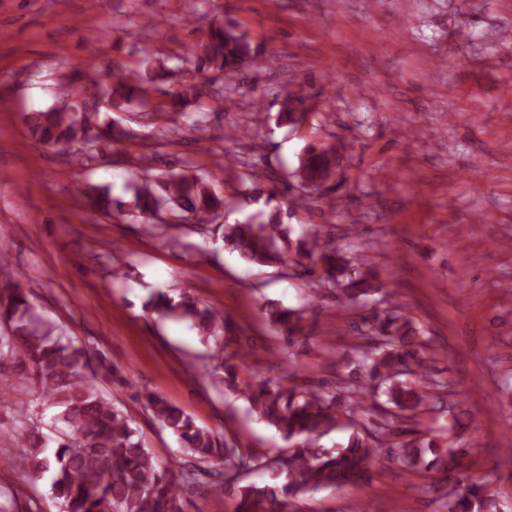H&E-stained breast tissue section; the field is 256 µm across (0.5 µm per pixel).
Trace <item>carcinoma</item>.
<instances>
[{
    "label": "carcinoma",
    "instance_id": "carcinoma-1",
    "mask_svg": "<svg viewBox=\"0 0 512 512\" xmlns=\"http://www.w3.org/2000/svg\"><path fill=\"white\" fill-rule=\"evenodd\" d=\"M188 56L199 73L235 76L253 64L258 53L248 34L226 20L211 24ZM172 74L161 58L145 53L109 83L93 78L91 84L97 87L94 96L111 111L135 104L168 116L173 132L182 119L202 130L201 86L160 87ZM86 75L71 73L69 91L45 110L24 113V123L36 147L54 149L90 169L128 131L100 122L97 110L86 111ZM156 94L166 99L156 101ZM304 104L303 95L287 92L277 123L299 122L296 106ZM135 167L139 173L126 185L131 193L127 201L112 197L106 186L87 184L80 193L97 211L117 221L140 223L151 236L167 235L175 223L195 221L197 228L222 239L225 248L248 263L300 267L314 276L315 300L332 295L346 307L363 309L380 292L366 255L351 256L318 239L292 243L281 209L272 205L280 194L292 204L303 203L336 177V157L327 147L309 146L297 169V183L286 184L281 192L258 188V171L247 175L248 195L258 199L267 194L265 204L271 210L261 221L242 224L218 222L227 200L211 176L173 169L152 179L147 154L136 157ZM30 295L21 276H7L0 283V403L12 405L30 422L20 430L29 458L27 477L51 474V491L61 512H185L184 491L202 480L233 492L237 512H291L294 504L317 491L369 480L371 466L381 460L438 474L424 481L421 490L435 496L439 512H496L489 476H467L461 470L465 441H456L450 433L441 444L418 429L420 418L440 409L437 390L444 382L436 363L448 355L431 351L400 303L390 302L364 317L362 333L351 345L356 353L350 360L353 371L338 370L334 382L313 388L300 382L291 367L272 377L240 381V369L250 357L248 337L241 329L187 294L176 300L170 291L157 290L149 303L151 312L188 320L203 341H214L202 376L243 395L251 412L287 443L283 453L274 456L245 451L235 441L199 426L160 394L134 391L133 398L178 438L179 452L188 460L176 469L158 463L138 437L134 419L102 391L103 382L130 385L128 376L102 354L89 357L84 347L37 312ZM264 313L272 330L282 335L281 362L292 364L303 310L270 304ZM32 391L41 411L54 410L48 434L34 419L38 412L31 409ZM340 427L351 430L347 442L323 447L320 440ZM49 447L53 451H47ZM250 472H269L279 483H241Z\"/></svg>",
    "mask_w": 512,
    "mask_h": 512
}]
</instances>
